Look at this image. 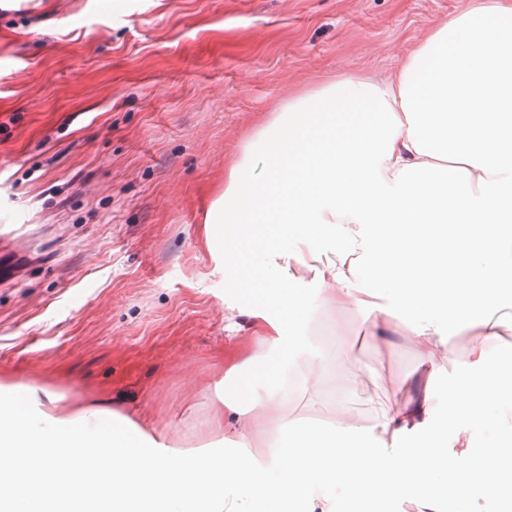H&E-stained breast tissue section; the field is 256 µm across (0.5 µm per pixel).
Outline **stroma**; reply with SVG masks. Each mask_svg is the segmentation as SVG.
<instances>
[{
    "label": "stroma",
    "instance_id": "1",
    "mask_svg": "<svg viewBox=\"0 0 512 512\" xmlns=\"http://www.w3.org/2000/svg\"><path fill=\"white\" fill-rule=\"evenodd\" d=\"M469 0H0V380L105 398L181 448L214 439L215 384L254 351L203 226L273 108L348 73L391 78ZM364 317L319 309L312 353L345 333L289 420L365 421L420 357L377 351ZM363 376L352 384L353 367Z\"/></svg>",
    "mask_w": 512,
    "mask_h": 512
}]
</instances>
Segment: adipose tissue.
Listing matches in <instances>:
<instances>
[{
  "label": "adipose tissue",
  "mask_w": 512,
  "mask_h": 512,
  "mask_svg": "<svg viewBox=\"0 0 512 512\" xmlns=\"http://www.w3.org/2000/svg\"><path fill=\"white\" fill-rule=\"evenodd\" d=\"M262 168L255 176L254 168ZM207 244L251 300L255 349L227 375L213 432L184 450L106 426L112 402L0 384V512H350L367 495L414 512H484L456 479L512 491V0H481L412 48L397 74H345L276 106L210 206ZM366 316L374 347L405 337L418 379L392 377L370 424L268 427L290 389L316 388L322 356L291 376L309 298ZM469 367L433 382L451 330ZM493 421L497 436L470 431Z\"/></svg>",
  "instance_id": "1"
}]
</instances>
